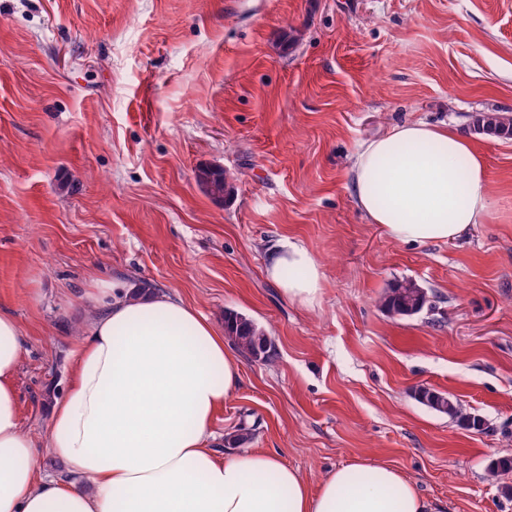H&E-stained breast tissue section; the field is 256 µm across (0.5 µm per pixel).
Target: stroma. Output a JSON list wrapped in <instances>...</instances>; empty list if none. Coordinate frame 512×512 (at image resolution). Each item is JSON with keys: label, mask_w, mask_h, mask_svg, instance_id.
Returning a JSON list of instances; mask_svg holds the SVG:
<instances>
[{"label": "stroma", "mask_w": 512, "mask_h": 512, "mask_svg": "<svg viewBox=\"0 0 512 512\" xmlns=\"http://www.w3.org/2000/svg\"><path fill=\"white\" fill-rule=\"evenodd\" d=\"M512 112V0H0V309L27 344L24 428L45 437L80 299L93 280L150 282L223 328L265 327L217 440L251 427L310 484L361 455L447 512H512V139L480 136L493 212L461 239H390L355 204L358 145L404 121L470 135ZM218 165L230 197L197 171ZM303 243L319 303L265 274ZM411 279V317L384 298ZM448 393L483 430L420 404ZM198 180L210 196L228 195L233 190L232 177L222 168L206 167L199 171ZM428 302L427 293L411 280L397 283L385 297V307L396 316H413ZM224 335L254 359L270 361L271 336L252 318L241 313L225 312Z\"/></svg>", "instance_id": "stroma-1"}]
</instances>
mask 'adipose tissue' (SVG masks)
<instances>
[{
	"instance_id": "ef3b65f1",
	"label": "adipose tissue",
	"mask_w": 512,
	"mask_h": 512,
	"mask_svg": "<svg viewBox=\"0 0 512 512\" xmlns=\"http://www.w3.org/2000/svg\"><path fill=\"white\" fill-rule=\"evenodd\" d=\"M352 184L368 222L399 242L457 240L492 209L483 154L448 125L363 142ZM266 274L291 301L321 296V265L299 241L280 240ZM83 304L94 318L43 441L19 414L24 333L0 311V512H439L403 470L362 456L313 486L275 452L220 453L213 416L241 382L223 334L178 295L130 281L98 280ZM44 447L73 481L40 475Z\"/></svg>"
}]
</instances>
